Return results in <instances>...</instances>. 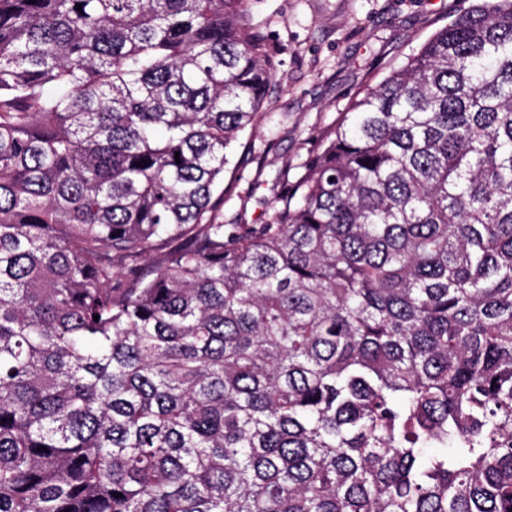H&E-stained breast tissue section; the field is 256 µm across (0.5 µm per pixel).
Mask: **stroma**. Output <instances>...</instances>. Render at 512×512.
<instances>
[{
    "label": "stroma",
    "instance_id": "obj_1",
    "mask_svg": "<svg viewBox=\"0 0 512 512\" xmlns=\"http://www.w3.org/2000/svg\"><path fill=\"white\" fill-rule=\"evenodd\" d=\"M469 0H254L251 24L265 37L275 78L264 116L224 173L225 223H260L275 179L319 145L353 96L401 66Z\"/></svg>",
    "mask_w": 512,
    "mask_h": 512
}]
</instances>
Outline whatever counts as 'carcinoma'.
Masks as SVG:
<instances>
[{
  "instance_id": "cac0c4a2",
  "label": "carcinoma",
  "mask_w": 512,
  "mask_h": 512,
  "mask_svg": "<svg viewBox=\"0 0 512 512\" xmlns=\"http://www.w3.org/2000/svg\"><path fill=\"white\" fill-rule=\"evenodd\" d=\"M250 2L0 0V512H512V0L226 224Z\"/></svg>"
}]
</instances>
